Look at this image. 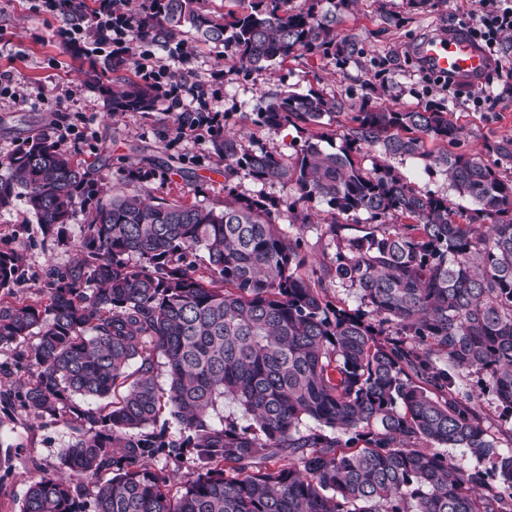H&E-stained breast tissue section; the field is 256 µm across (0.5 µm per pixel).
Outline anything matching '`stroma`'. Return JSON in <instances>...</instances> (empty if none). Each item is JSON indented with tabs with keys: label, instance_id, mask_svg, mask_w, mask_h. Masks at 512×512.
I'll use <instances>...</instances> for the list:
<instances>
[{
	"label": "stroma",
	"instance_id": "35a3bbf8",
	"mask_svg": "<svg viewBox=\"0 0 512 512\" xmlns=\"http://www.w3.org/2000/svg\"><path fill=\"white\" fill-rule=\"evenodd\" d=\"M474 6V0H430L412 11L407 0H359L338 31L357 38L361 54L357 62L343 66L304 57L262 72L240 70L225 61L219 49L183 37L163 50L132 41V63L115 72L105 67L110 48L97 46L92 28L73 38L64 34L60 16L42 10L40 0H0V72L13 74L22 94L18 100L0 96V161L25 139L43 136L75 158L96 162L100 185H116L120 170L141 167L153 171L149 188L157 198L222 207L224 165L207 130L182 136L175 129L174 113L163 109L118 116L108 112L100 85L136 78L134 62L146 54L201 86L209 109L230 114L232 124L244 134V145L253 150L294 154L298 134L293 128H259L250 121L261 95L287 85L301 90L314 86L353 105L361 104L372 88L395 110L434 105L461 126L462 151L479 152L485 143L512 138V91L495 85L485 105L473 108L465 99L436 90L416 57L423 40L448 33L460 12ZM94 64L101 68L97 86L85 77ZM61 124L71 129L64 139L58 136ZM233 185L239 194L261 193L278 202L276 222L287 226L286 207L298 195L294 183L260 184L240 177ZM84 222V213L76 212L59 243L42 234L23 204L0 209V249L23 255L19 294L27 302L45 301L46 267L71 263ZM462 387L473 394L487 432L498 438L501 448H512V414L503 411L480 374L465 377ZM74 437L64 424H42L0 409V455L9 458L0 466V512H19L36 472L59 473L61 454Z\"/></svg>",
	"mask_w": 512,
	"mask_h": 512
}]
</instances>
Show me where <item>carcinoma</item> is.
<instances>
[{"instance_id":"1","label":"carcinoma","mask_w":512,"mask_h":512,"mask_svg":"<svg viewBox=\"0 0 512 512\" xmlns=\"http://www.w3.org/2000/svg\"><path fill=\"white\" fill-rule=\"evenodd\" d=\"M355 2L227 0L216 14L206 0H145L137 37L165 48L190 34L245 70L315 55L345 64L358 42L336 24ZM104 94L114 115L159 110L152 82ZM254 115L258 127H294L295 156L214 136L220 209L160 201L136 169L108 194L92 164L45 137L0 162V209L22 201L59 241L77 209L86 215L75 261L45 272L43 304L17 295L22 257L0 250V348L14 347L25 375L0 404L77 433L62 465L79 482L38 475L19 512H512V450L460 387L484 373L512 415V179L501 175L512 139L487 145L489 162L457 151L462 128L446 112H347L312 87L274 91ZM342 115V145L326 152L327 120ZM415 157L473 207L416 191L390 164ZM241 173L295 183L288 224L300 230L315 203L334 239L345 215L368 228L316 268L275 223L277 204L235 193ZM333 281L356 289L374 321L331 306ZM226 400L253 423L213 425ZM444 448L491 470H463ZM165 449L195 460L174 494L168 472L147 465Z\"/></svg>"}]
</instances>
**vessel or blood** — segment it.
Instances as JSON below:
<instances>
[{
  "label": "vessel or blood",
  "mask_w": 512,
  "mask_h": 512,
  "mask_svg": "<svg viewBox=\"0 0 512 512\" xmlns=\"http://www.w3.org/2000/svg\"><path fill=\"white\" fill-rule=\"evenodd\" d=\"M422 63L434 72L453 78L478 80L489 68L483 49L461 36H435L417 47Z\"/></svg>",
  "instance_id": "b4317fda"
}]
</instances>
